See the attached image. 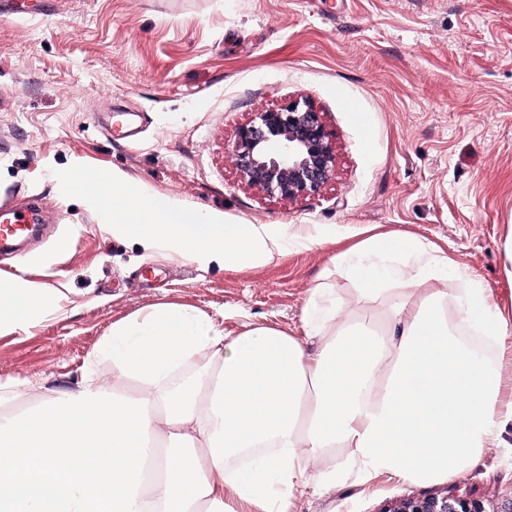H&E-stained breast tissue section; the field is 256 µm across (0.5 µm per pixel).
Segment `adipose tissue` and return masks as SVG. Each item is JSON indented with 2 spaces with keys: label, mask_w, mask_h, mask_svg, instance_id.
Wrapping results in <instances>:
<instances>
[{
  "label": "adipose tissue",
  "mask_w": 512,
  "mask_h": 512,
  "mask_svg": "<svg viewBox=\"0 0 512 512\" xmlns=\"http://www.w3.org/2000/svg\"><path fill=\"white\" fill-rule=\"evenodd\" d=\"M84 203L145 254L205 271L265 266L289 246L265 225L131 188L118 169ZM334 261L361 299L386 298L380 324L342 321L344 299L321 284L298 336L250 320L229 330L173 303L114 323L76 388L0 410V512H288L293 490L335 480L309 468L336 448L366 480L436 483L471 467L512 404L502 405L501 372L469 335L498 347L512 322L427 240L375 235ZM56 311L24 278L0 286L1 336Z\"/></svg>",
  "instance_id": "1"
}]
</instances>
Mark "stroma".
I'll list each match as a JSON object with an SVG mask.
<instances>
[{
	"instance_id": "1",
	"label": "stroma",
	"mask_w": 512,
	"mask_h": 512,
	"mask_svg": "<svg viewBox=\"0 0 512 512\" xmlns=\"http://www.w3.org/2000/svg\"><path fill=\"white\" fill-rule=\"evenodd\" d=\"M324 114L338 152L318 195L281 202L247 186L228 143L253 113L295 99ZM141 117L134 143L103 113ZM160 194L298 241L274 263L199 270L85 208L81 170L113 169ZM44 202L45 230L0 254V284L50 289L58 311L0 336V379L75 387L101 336L136 311L192 305L299 332L324 282L376 320L333 266L367 233L425 238L477 275L512 320V0H17L0 11V200ZM512 498V421L471 469L435 484L347 470L294 491L288 512H383L392 502Z\"/></svg>"
}]
</instances>
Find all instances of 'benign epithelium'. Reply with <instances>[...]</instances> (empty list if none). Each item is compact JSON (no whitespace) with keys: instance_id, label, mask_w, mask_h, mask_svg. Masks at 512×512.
Here are the masks:
<instances>
[{"instance_id":"1","label":"benign epithelium","mask_w":512,"mask_h":512,"mask_svg":"<svg viewBox=\"0 0 512 512\" xmlns=\"http://www.w3.org/2000/svg\"><path fill=\"white\" fill-rule=\"evenodd\" d=\"M243 181L266 197L292 202L319 194L335 178L336 142L323 113L310 101L292 100L255 113L228 145ZM384 512H485L461 497L407 498Z\"/></svg>"}]
</instances>
